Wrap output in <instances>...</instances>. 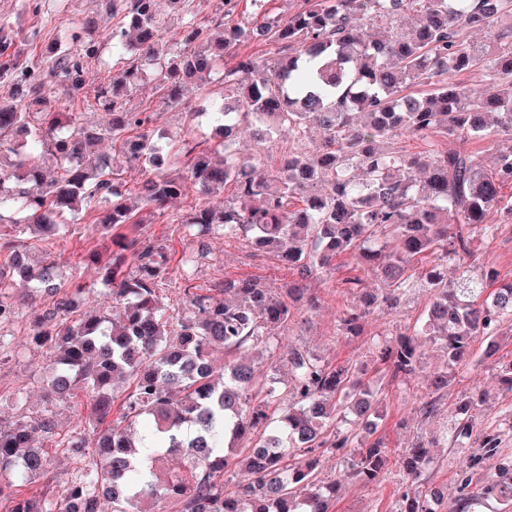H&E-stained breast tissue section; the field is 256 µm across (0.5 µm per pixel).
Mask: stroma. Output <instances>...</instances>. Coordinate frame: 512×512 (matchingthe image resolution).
Here are the masks:
<instances>
[{
    "label": "stroma",
    "mask_w": 512,
    "mask_h": 512,
    "mask_svg": "<svg viewBox=\"0 0 512 512\" xmlns=\"http://www.w3.org/2000/svg\"><path fill=\"white\" fill-rule=\"evenodd\" d=\"M94 20L95 26L81 31L82 41L94 43L96 54L87 59L85 67L86 89L79 100L66 102L63 94H56L57 104L67 105L70 111L86 113L89 120L104 124L109 120L107 112L95 103L97 89L121 68L119 57L112 52L110 34L114 21L107 14L103 0H0V25L9 35L21 40L22 47L36 66H43L46 48L59 32L70 29L73 22ZM224 91L221 79L214 78L204 89L192 88L185 92L181 105L165 106L162 93L156 87L153 75H144L137 89L125 98L127 109L132 112L160 113L159 128L166 144L179 145L183 140L202 141L210 136L211 125L207 115L210 99L220 97ZM195 113L194 121H187V113ZM99 236L91 226L69 225L66 235L56 239L52 248H44L42 242H33L32 254L48 258L57 264L63 281L77 280L93 288L92 296L86 297L84 309L97 308V293L105 286L101 271L87 257L98 248ZM253 277L262 280L275 292H283L297 276L272 255L254 251L245 241L236 237L220 236L210 241V256L194 271L195 286L208 289L227 278ZM322 306L314 313H300L288 330H275V345H303L327 360L354 358L365 361L369 354L363 339H346L336 334V320L347 306L349 298L342 289L322 284ZM7 295L20 310L16 321L0 326V422L11 423L25 417L39 418L45 411H52L60 424L61 433H70L75 422L87 416L90 399L86 393L75 392L60 399L45 391L42 378L53 360L52 352L30 343L29 332L48 304L35 288L13 284ZM427 297L417 292L397 312L375 310L369 319L370 334H396L405 326L414 324L421 316ZM423 376L393 385L388 389L387 418L384 433L395 448L410 445L417 436L442 428L470 384H478L490 394L485 422L489 425L502 423L512 415V393L500 391L498 371L493 366H478L469 377L455 382L434 417L421 416L417 406L420 400ZM23 396V404H16V396ZM397 479L387 474L376 487L347 486L336 501L335 512H387L396 492Z\"/></svg>",
    "instance_id": "obj_1"
}]
</instances>
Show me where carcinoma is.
<instances>
[{"mask_svg": "<svg viewBox=\"0 0 512 512\" xmlns=\"http://www.w3.org/2000/svg\"><path fill=\"white\" fill-rule=\"evenodd\" d=\"M168 2L184 19V51L172 56L161 0H106L118 19L112 48L126 65L95 95L111 121L84 128L79 139L63 130L82 115L52 108L45 79L69 100L81 96L82 59L94 46L60 34L40 72L0 35V73L12 77L11 100L0 103V151L16 156L0 167V288L20 276L53 299L30 336L56 356L45 386L56 395L84 390L94 409L57 445L81 457L87 435L96 439L92 459L62 489L27 492L47 465L34 434L56 436L55 415L0 424V474L12 475L0 483V499L10 500V512H158L142 507L148 498L174 512H332L344 482L373 487L387 474L375 382H403L421 369L419 337L443 353L419 403L426 419L470 367L475 338L487 341L488 356L512 340V279L481 262L473 246L512 223V0H302L255 25L230 23L237 0H221L204 21L191 0ZM475 31L489 38L475 43ZM256 41L272 59L240 54ZM149 68L169 104L215 72L226 84L212 102L211 141L185 142L169 154L167 172L158 165V114L129 112L123 101ZM476 70L491 80L479 95L449 80ZM249 117L260 141L271 130L288 135V153L261 177L235 149L237 125ZM313 124L323 140L308 150ZM438 135L448 147H397L402 138ZM105 140L124 166L143 172L135 204L114 157L100 150ZM470 140L506 143L491 172L474 162ZM228 184L234 197L221 205L168 211L191 188L209 196ZM155 215L196 231L198 249L182 254L181 266L206 257L218 235L244 237L303 280H329L338 257L354 256L379 287L360 275L341 280L356 302L338 318L340 336L368 337L374 308L396 309L420 288L428 305L396 337H369L367 364L324 361L293 345L276 353L272 331L288 329L301 303L318 309L321 296L298 286L278 296L255 278L198 293L187 275L185 307L170 311L163 291L174 252L143 229ZM69 220L104 229L111 257L102 277L111 289L102 303L120 309L117 323L79 309L74 297L90 289L59 280L51 261L29 264L17 240L28 229L47 242ZM281 363L289 380L279 392L269 383ZM120 382L130 392L117 404ZM484 401L473 389L449 425L397 455L389 512H477L490 499L512 506V457L501 452V428L480 425ZM448 442L472 452L452 487L431 486V449ZM297 453L305 464L290 463ZM328 456L346 467L324 480L319 467ZM492 458L494 477L475 478ZM228 473L236 478L230 492Z\"/></svg>", "mask_w": 512, "mask_h": 512, "instance_id": "carcinoma-1", "label": "carcinoma"}]
</instances>
